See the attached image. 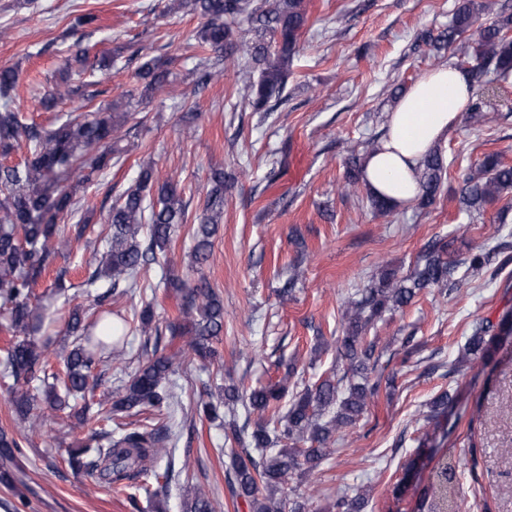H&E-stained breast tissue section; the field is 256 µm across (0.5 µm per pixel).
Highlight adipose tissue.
<instances>
[{"label":"adipose tissue","instance_id":"adipose-tissue-1","mask_svg":"<svg viewBox=\"0 0 512 512\" xmlns=\"http://www.w3.org/2000/svg\"><path fill=\"white\" fill-rule=\"evenodd\" d=\"M472 95L466 73L452 65L428 71L389 115L386 131L362 162L363 181L395 207L410 204L419 192V164L448 137Z\"/></svg>","mask_w":512,"mask_h":512}]
</instances>
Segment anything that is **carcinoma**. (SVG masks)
Returning a JSON list of instances; mask_svg holds the SVG:
<instances>
[{"label": "carcinoma", "mask_w": 512, "mask_h": 512, "mask_svg": "<svg viewBox=\"0 0 512 512\" xmlns=\"http://www.w3.org/2000/svg\"><path fill=\"white\" fill-rule=\"evenodd\" d=\"M192 10L203 19L197 43L188 47L218 54L224 67L200 72L197 84L207 85L229 72L244 69L258 72V79L247 84L246 98L255 112L275 111L288 100V75L300 51V39L308 21L307 0H190ZM489 6L477 0H463L451 23L438 34L427 32L421 41L437 53L466 33L480 12ZM246 17L249 37L236 36L240 17ZM512 17H501L477 31L472 47L475 64L468 67L471 84L477 87L476 100L468 108L470 118H483V92L489 84L503 86L512 78ZM88 49L75 44V50L60 70V81L41 104L51 110L62 100L73 97L78 88L71 86L73 75L87 69ZM138 77L144 81L141 97L167 94L168 73L155 59L146 60ZM19 81V71L0 67V158L5 160L21 148L27 149L23 161L0 163V313L13 336L0 359L14 380L12 405L15 415L36 425L43 405L56 409L69 407V399L93 389L94 371L124 344L128 333L144 335L157 329L150 304H145L136 320L112 310L108 298L125 295L138 287L140 272L155 265L162 271L160 283L177 291L181 319L166 326L168 337L164 352L155 354L121 385L110 399V413L168 410L173 404L171 376L174 359L190 356L211 363L219 356L218 344L224 332V300L202 277L194 287L166 268L175 228L188 223L186 204L176 184L160 183L149 164L141 167L135 187L127 190L112 205L107 219L109 232L103 236L104 252L98 266L83 285L98 288L96 307L91 313L79 306L68 314L67 327L75 334L69 350L52 351L37 337L48 314L33 303L38 298L35 285L52 254L64 245L58 236L56 218L75 212L71 192L60 183L92 162L102 171L112 159L120 158L117 132L128 122L130 112L119 105L98 107L82 119H57L50 130L34 122L26 123L14 106L10 92ZM99 153L86 160L88 150ZM345 194L357 191L362 182L361 158L352 154L345 161ZM446 166L443 154L431 150L421 163L417 205H433L441 191ZM226 176L214 170L203 199L202 212L192 224L191 266L201 270L209 261L213 237L224 216ZM512 190V166L499 154L489 153L466 174L461 188L466 210L479 212L502 193ZM485 264L482 253L467 258L456 255L443 238L430 241L406 276L383 268L377 280L361 290L335 337L336 350L347 362L344 375L321 377L302 388L289 387L283 379L253 389L242 397L235 385H226L222 393L196 406L199 415L224 425V439L245 446L232 456L233 496L243 500L250 512H309V499L288 493V484L313 471L333 452L336 433L353 426L364 413L374 393L367 374L378 360L377 344L368 338L371 326L386 314L412 302L426 288H452L462 265L478 271ZM494 325L475 327L465 357H489L494 337L488 333ZM45 380L42 391L29 387L35 379ZM243 403L247 414L258 421L251 429L235 419L236 405ZM448 413V394L435 398L426 417L435 426ZM170 432L166 426L151 430H131L103 447L91 435L76 448L67 451V463L76 470L98 469L114 486L137 480L150 472L153 463L166 448ZM281 448H276L277 444ZM260 458H255L252 451ZM20 453L16 438L0 428V481L9 478L8 464ZM455 467L440 468L435 483L424 492L430 501L427 512H461L455 493ZM366 497H341L336 512H364ZM187 512H213L208 496L196 491L189 498Z\"/></svg>", "instance_id": "obj_1"}]
</instances>
